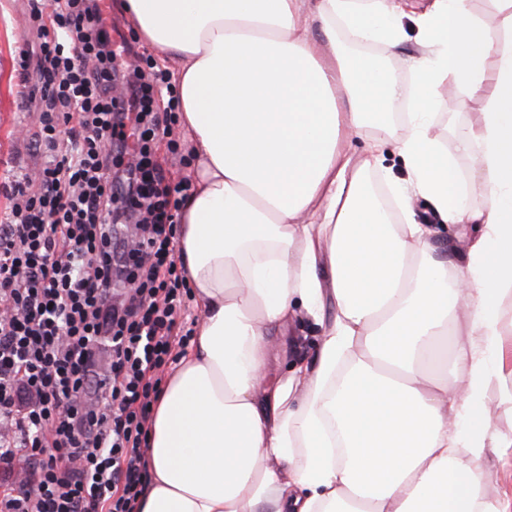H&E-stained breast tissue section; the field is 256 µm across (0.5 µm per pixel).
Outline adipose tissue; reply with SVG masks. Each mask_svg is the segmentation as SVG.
Here are the masks:
<instances>
[{
  "instance_id": "1",
  "label": "adipose tissue",
  "mask_w": 512,
  "mask_h": 512,
  "mask_svg": "<svg viewBox=\"0 0 512 512\" xmlns=\"http://www.w3.org/2000/svg\"><path fill=\"white\" fill-rule=\"evenodd\" d=\"M486 3L125 0L177 73L193 167L177 256L201 312L154 406L137 512H512L485 485L488 450L512 448L492 427L512 418V0ZM406 17L410 83L347 50L398 48ZM472 101L479 122L444 149L438 111ZM391 141L392 209L373 184ZM417 196L467 252L417 220ZM299 310L315 355L273 372Z\"/></svg>"
}]
</instances>
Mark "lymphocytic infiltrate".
<instances>
[{
	"label": "lymphocytic infiltrate",
	"mask_w": 512,
	"mask_h": 512,
	"mask_svg": "<svg viewBox=\"0 0 512 512\" xmlns=\"http://www.w3.org/2000/svg\"><path fill=\"white\" fill-rule=\"evenodd\" d=\"M26 23L39 44L21 54L20 96L38 103L44 162L11 181L0 223V469L27 474L0 512H135L162 372L191 339L184 185L159 156L179 98L158 105L162 72H119L99 0H28Z\"/></svg>",
	"instance_id": "lymphocytic-infiltrate-1"
}]
</instances>
